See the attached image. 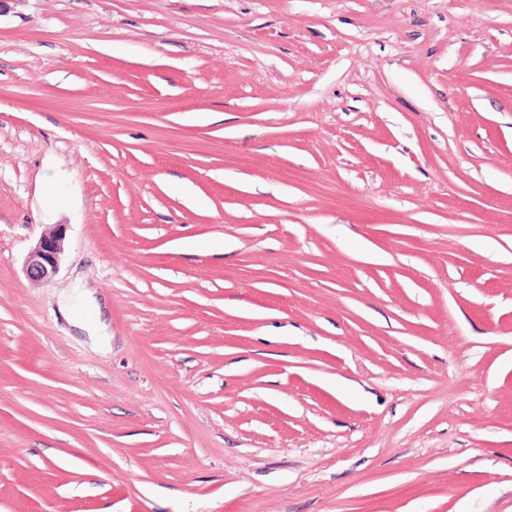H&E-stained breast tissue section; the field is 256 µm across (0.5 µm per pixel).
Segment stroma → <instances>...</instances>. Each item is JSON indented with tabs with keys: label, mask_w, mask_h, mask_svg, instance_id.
Masks as SVG:
<instances>
[{
	"label": "stroma",
	"mask_w": 512,
	"mask_h": 512,
	"mask_svg": "<svg viewBox=\"0 0 512 512\" xmlns=\"http://www.w3.org/2000/svg\"><path fill=\"white\" fill-rule=\"evenodd\" d=\"M0 512H512V0H0ZM62 224L45 232L30 252L26 276L32 281H44L56 276L64 252L65 229Z\"/></svg>",
	"instance_id": "obj_1"
}]
</instances>
